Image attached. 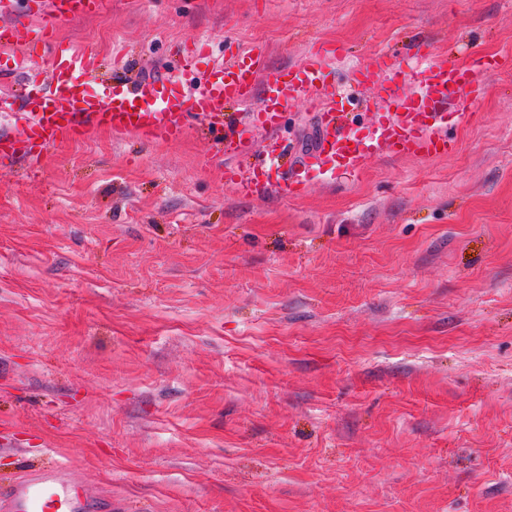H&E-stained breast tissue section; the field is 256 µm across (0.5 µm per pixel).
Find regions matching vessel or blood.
Instances as JSON below:
<instances>
[{"mask_svg":"<svg viewBox=\"0 0 512 512\" xmlns=\"http://www.w3.org/2000/svg\"><path fill=\"white\" fill-rule=\"evenodd\" d=\"M106 0H0V77L24 78L22 104L0 96V112L11 113L12 128L0 131V161L40 163L48 149L87 138L93 130L134 135L143 142L182 139L197 124L208 123L225 155L247 156L248 175L224 169V180L244 196L298 197L314 180L327 183L361 169L371 158H431L448 153L454 142L449 127L466 120L485 92L477 70L455 58H433L415 50L414 66L403 68L388 53H377L371 66L354 69L357 86H377L387 101L369 126L358 117L364 108L350 90L330 77L342 51L318 43L304 59L271 67L262 47L224 57L202 71L185 55L175 74L139 79L135 85L98 82L92 53L64 40L50 41L52 64L45 78L29 47V17L42 19L43 30L85 14L106 11ZM321 93L319 132L314 146L288 153L280 143L286 118ZM265 131L269 146L253 149L255 131ZM0 512H112V498L89 497L70 477L66 462L29 466L0 484Z\"/></svg>","mask_w":512,"mask_h":512,"instance_id":"1","label":"vessel or blood"}]
</instances>
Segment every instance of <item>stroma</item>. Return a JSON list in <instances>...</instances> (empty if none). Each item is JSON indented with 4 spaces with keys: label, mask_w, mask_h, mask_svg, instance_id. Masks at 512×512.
Segmentation results:
<instances>
[{
    "label": "stroma",
    "mask_w": 512,
    "mask_h": 512,
    "mask_svg": "<svg viewBox=\"0 0 512 512\" xmlns=\"http://www.w3.org/2000/svg\"><path fill=\"white\" fill-rule=\"evenodd\" d=\"M53 38L153 75L320 42L494 63L431 159L245 198L213 138L0 164V479L115 512H512V0H109ZM0 511L112 512V496H86L71 479L67 463L54 457L0 484Z\"/></svg>",
    "instance_id": "stroma-1"
}]
</instances>
